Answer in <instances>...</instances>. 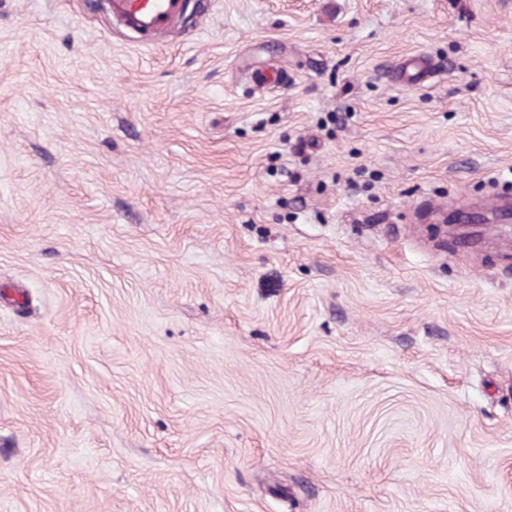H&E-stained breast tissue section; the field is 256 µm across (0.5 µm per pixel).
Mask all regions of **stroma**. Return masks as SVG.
<instances>
[{
    "label": "stroma",
    "instance_id": "35a3bbf8",
    "mask_svg": "<svg viewBox=\"0 0 512 512\" xmlns=\"http://www.w3.org/2000/svg\"><path fill=\"white\" fill-rule=\"evenodd\" d=\"M508 185L512 0H0V512H512ZM119 25L140 35H161L172 29L186 10L185 0H102ZM437 75L435 63L425 53H417L400 61L395 67V82L413 87L422 86Z\"/></svg>",
    "mask_w": 512,
    "mask_h": 512
}]
</instances>
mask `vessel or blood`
<instances>
[{"instance_id": "1", "label": "vessel or blood", "mask_w": 512, "mask_h": 512, "mask_svg": "<svg viewBox=\"0 0 512 512\" xmlns=\"http://www.w3.org/2000/svg\"><path fill=\"white\" fill-rule=\"evenodd\" d=\"M113 20L130 31L150 37L172 29L182 18L186 0H102ZM437 75V67L427 54L417 53L395 67V81L401 85L422 86Z\"/></svg>"}]
</instances>
